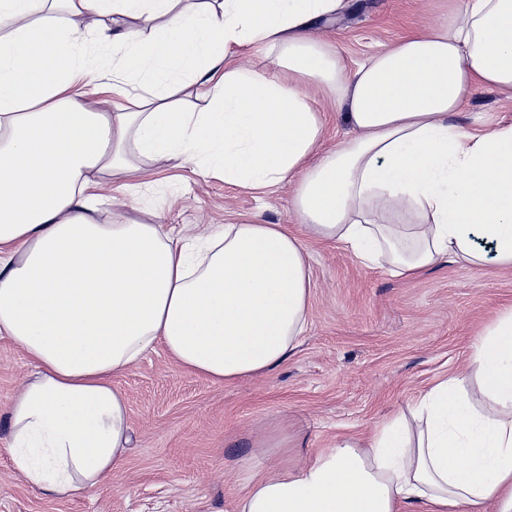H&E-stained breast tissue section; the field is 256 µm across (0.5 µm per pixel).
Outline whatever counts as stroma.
I'll return each mask as SVG.
<instances>
[{
	"instance_id": "35a3bbf8",
	"label": "stroma",
	"mask_w": 512,
	"mask_h": 512,
	"mask_svg": "<svg viewBox=\"0 0 512 512\" xmlns=\"http://www.w3.org/2000/svg\"><path fill=\"white\" fill-rule=\"evenodd\" d=\"M336 22L319 29L347 66L392 43L407 27L438 22L448 0H345ZM512 120V100L474 90L454 123ZM138 188L103 174L114 210L138 217L149 202L154 222L242 221L291 224L288 188L256 195L193 165L140 164ZM310 316L298 346L268 374L215 383L184 372L156 349L113 385L126 397L132 444L93 492L58 498L25 483L7 451L11 397L33 364L0 339V512H232L250 475L312 455L341 438L358 439L438 379L466 365L470 345L502 306L512 303V270L494 260H448L415 278L364 266L338 244L308 242Z\"/></svg>"
}]
</instances>
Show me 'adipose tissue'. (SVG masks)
I'll list each match as a JSON object with an SVG mask.
<instances>
[{
    "mask_svg": "<svg viewBox=\"0 0 512 512\" xmlns=\"http://www.w3.org/2000/svg\"><path fill=\"white\" fill-rule=\"evenodd\" d=\"M342 2L0 0V339L36 369L8 409L29 486L70 497L110 476L132 434L112 380L150 350L216 383L279 366L309 316L306 240L403 278L448 258L512 267V123L452 121L476 87L512 96V0H459L352 69L314 35ZM86 12L91 40L64 20ZM247 48L263 63L237 64ZM201 80L202 107L176 102ZM311 83L351 137L325 146ZM141 157L291 186L297 221L94 222L100 173L135 176ZM469 366L483 410L443 377L365 444L250 477L235 512H512V304Z\"/></svg>",
    "mask_w": 512,
    "mask_h": 512,
    "instance_id": "ef3b65f1",
    "label": "adipose tissue"
}]
</instances>
